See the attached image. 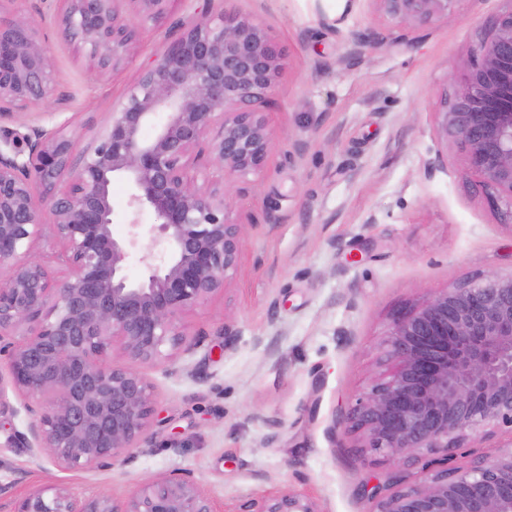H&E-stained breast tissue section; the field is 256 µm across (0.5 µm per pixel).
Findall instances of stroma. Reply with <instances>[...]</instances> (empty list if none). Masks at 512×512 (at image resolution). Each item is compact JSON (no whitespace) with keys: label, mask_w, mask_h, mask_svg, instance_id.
Segmentation results:
<instances>
[{"label":"stroma","mask_w":512,"mask_h":512,"mask_svg":"<svg viewBox=\"0 0 512 512\" xmlns=\"http://www.w3.org/2000/svg\"><path fill=\"white\" fill-rule=\"evenodd\" d=\"M500 7L462 0L409 43L353 55L352 36L401 32L370 0H174L141 25L126 63L101 73L52 12L0 0V21L38 22L64 97L54 114L18 113L7 127L36 124L79 148L191 13L258 20L282 57L262 113L264 167L228 199L243 225L238 270L185 315L201 340L192 356L136 366L156 387L147 441L111 470L64 469L10 444L31 421L12 396L14 413L0 415V512L54 485L121 503L178 470L216 512L286 490L318 512H369L361 486L386 468L342 424L384 371L392 318L482 272H512V219L433 129Z\"/></svg>","instance_id":"1"}]
</instances>
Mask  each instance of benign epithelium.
<instances>
[{
  "label": "benign epithelium",
  "instance_id": "1",
  "mask_svg": "<svg viewBox=\"0 0 512 512\" xmlns=\"http://www.w3.org/2000/svg\"><path fill=\"white\" fill-rule=\"evenodd\" d=\"M65 39L103 70L121 65L138 28L118 0H54ZM143 21L173 0H129ZM410 31L448 18L462 0H371ZM496 15L455 90L434 113V132L453 143L466 172L512 216V0ZM407 40L355 42L391 47ZM281 57L250 18L202 14L155 55L79 153L67 136L0 126V414L8 392L33 416L12 441L66 469H110L144 439L155 386L109 361L118 344L135 362L191 355L182 317L224 290L239 265L242 224L226 198L261 171L268 131L261 117ZM62 100L50 50L34 20L0 22V119ZM153 129L145 139L142 132ZM203 176L197 182V175ZM129 186L127 236L112 233V181ZM153 222L143 224L144 213ZM49 214L50 222L44 221ZM61 245L62 278L32 255L45 225ZM147 238L126 272L130 250ZM21 340L16 341L14 337ZM387 372L352 409L344 429L393 469L372 488L371 512H512V274L482 273L394 316L384 341ZM497 453L466 467L456 452L477 439ZM442 467L403 485L400 467L421 456ZM14 512H216L189 472L142 484L126 502L80 499L65 486L35 489ZM238 512H318L283 493Z\"/></svg>",
  "mask_w": 512,
  "mask_h": 512
}]
</instances>
